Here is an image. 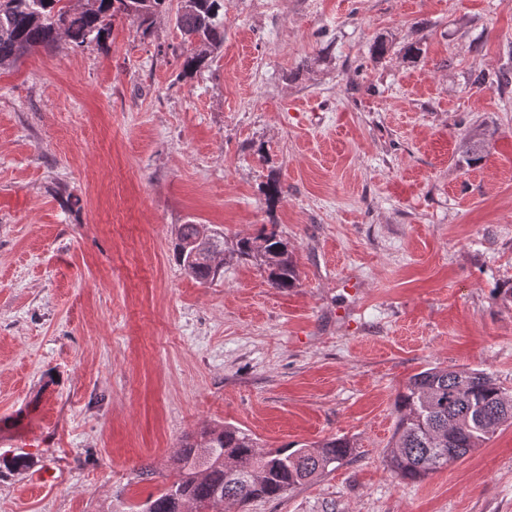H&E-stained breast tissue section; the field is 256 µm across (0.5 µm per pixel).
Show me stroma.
<instances>
[{
	"mask_svg": "<svg viewBox=\"0 0 512 512\" xmlns=\"http://www.w3.org/2000/svg\"><path fill=\"white\" fill-rule=\"evenodd\" d=\"M223 13V46L184 79L171 11L0 68V433L28 436L0 442L28 457L0 476V512H128L186 434L224 424L265 451L353 446L224 512H512V426L419 481L387 463L414 374L512 388V306L495 297L512 283V86L471 82L512 73V0ZM471 130L490 142L473 166ZM182 224L223 230V277L185 274ZM264 228L295 287L237 258Z\"/></svg>",
	"mask_w": 512,
	"mask_h": 512,
	"instance_id": "35a3bbf8",
	"label": "stroma"
}]
</instances>
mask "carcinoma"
I'll list each match as a JSON object with an SVG mask.
<instances>
[{
    "label": "carcinoma",
    "instance_id": "1",
    "mask_svg": "<svg viewBox=\"0 0 512 512\" xmlns=\"http://www.w3.org/2000/svg\"><path fill=\"white\" fill-rule=\"evenodd\" d=\"M172 0H0V67L15 64L39 48L88 47L112 30L118 16L149 24ZM223 0H196L191 10L176 15L183 38L198 49L185 55L182 73L191 76L212 51L224 44ZM489 142L482 133L469 135L467 153L477 163ZM202 225L178 227L174 252L181 268L202 283L214 281L224 266L210 255L224 252V233L215 232L208 254L191 256L190 244ZM234 253L264 266L273 288L295 286L296 269L288 243L271 231L243 237ZM512 394L491 374L472 368L430 366L414 374L394 401L396 424L388 466L400 480H420L438 471L433 451L443 448L461 459L512 425ZM352 455L344 438L262 452L247 431L222 425L186 437L173 459V479L157 494L136 505V512H224V503L243 504L254 498L277 499L318 476L336 469Z\"/></svg>",
    "mask_w": 512,
    "mask_h": 512
}]
</instances>
